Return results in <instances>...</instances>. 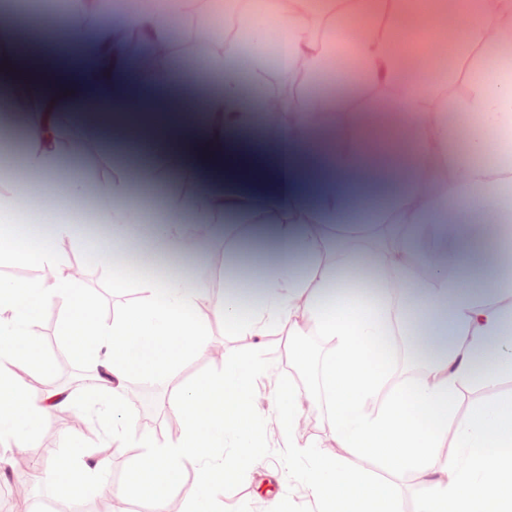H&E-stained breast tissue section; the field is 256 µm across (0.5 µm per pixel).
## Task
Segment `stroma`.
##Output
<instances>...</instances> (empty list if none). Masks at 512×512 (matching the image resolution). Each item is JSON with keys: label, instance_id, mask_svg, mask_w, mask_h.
Wrapping results in <instances>:
<instances>
[{"label": "stroma", "instance_id": "1", "mask_svg": "<svg viewBox=\"0 0 512 512\" xmlns=\"http://www.w3.org/2000/svg\"><path fill=\"white\" fill-rule=\"evenodd\" d=\"M476 69L475 62L469 60H442L439 67L440 100L451 104L464 100L470 92ZM237 91L249 99L250 111L213 113L205 100L198 99L184 104L183 121L198 118L210 124L213 138L220 143L226 141L228 130H237L239 141L244 142L253 125V116L258 113L265 125V138L258 148L266 153L276 152L278 117L265 111L264 93L243 84ZM30 98L29 86L18 85L14 111L0 112V142L17 150L25 145L28 115L24 108ZM101 143L103 152H111L116 147L122 150L128 190L133 199L178 218L185 240L183 247L172 253L158 254L140 242L132 246L123 243L113 248L109 262H102L90 249L75 245L68 238H53L49 225L40 222V214L55 202L54 195L46 190L23 198L19 203L21 223H0V234L22 235L38 243L54 244L64 258L66 270L80 269L82 276L78 283L90 298L98 321L103 324H111L114 312L136 304L139 297L136 283L141 278L175 274L200 285L197 317L207 326L211 342L221 344L225 354L217 358L209 350L191 349L169 370L150 376L132 370L119 391L121 396H131L139 401L135 409L136 434L151 436L160 443L176 440L182 431L181 418L177 412L168 409L167 404L177 387L203 368L223 367L225 355L234 350H268L271 367L256 381L254 405L266 420L267 440L273 454L254 463L242 485L222 494L220 502L228 508L246 503L251 512H320L321 505L311 490L303 485H292L276 457L285 445V435L275 403L277 396L288 386L302 391L317 387L321 371L332 352L327 338L291 336L278 329L261 336L225 330L220 310L226 295L228 261L237 250L245 227L209 223L207 209L194 196L181 192V185L195 182L201 170L200 165L189 166L184 162L190 149L189 138L175 137L162 127L146 140L137 126L130 125L118 137L102 138ZM117 273L123 276L125 287H113V276ZM63 321L59 307L51 306L40 311L29 324L31 339L38 347L43 363L39 369L22 371L21 376L29 390L43 398L57 392L76 396L81 390V377L94 369L93 364L74 354L62 334ZM72 416L69 409L53 411L47 422L37 428L34 447L30 450L16 447L9 438L0 439V512H16L12 500L13 478L15 465L21 457L28 458L32 472L24 495L28 503L26 512H45L49 507L55 512H97L101 503L110 500L115 501L120 512H152L151 508L117 493L124 468L142 453L137 445L114 450L105 481L92 484L80 496L68 493L64 478L53 482L38 479V472L56 467L62 458L92 463L101 446L100 428L88 417L84 418L82 426H75ZM302 418L295 431L296 437L316 440L321 444L322 453L389 481L399 496L402 512H418L428 475L410 469L388 472L374 459L359 457L348 449L337 447L323 406H304Z\"/></svg>", "mask_w": 512, "mask_h": 512}]
</instances>
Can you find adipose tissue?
<instances>
[{"mask_svg":"<svg viewBox=\"0 0 512 512\" xmlns=\"http://www.w3.org/2000/svg\"><path fill=\"white\" fill-rule=\"evenodd\" d=\"M446 9L445 0H343L340 10L360 22L357 31L343 32L340 10L319 16L277 0L261 13L240 0L233 36L208 40L199 34L208 20L205 0H194L182 33L172 27L169 0H138L129 30L112 27L106 0H70L60 11L0 0V17L22 33L16 49L0 54V101L22 82L39 91L22 172L0 187V223H16L19 201L52 186L102 229V236L83 239L98 257L108 258L130 234L136 205L120 163L97 154L90 140L91 179L69 178L59 168L71 136L52 115L74 110L89 88L79 80L53 81L52 63L39 52L47 38L76 34L81 44L105 47L113 56L134 50L133 75L115 78L108 65L95 72L103 93L136 103L110 114L116 123L151 103L139 88L157 84L164 73L174 75L180 98L209 99L217 112L249 108L246 98L226 93L228 85L244 81L263 89L274 75L295 80L294 93H270L265 101L266 111L280 117L278 163L261 162L241 180L220 185L205 176L185 188L210 201V223L248 224V211L216 201L226 191L249 197L256 185H265L262 211L270 219L287 215L293 228L284 238L270 222L259 238L243 240L230 264L257 269L258 304L245 309L244 296L234 293L224 302L225 329L261 335L284 328L292 336L332 341L320 388H291L278 398L285 431H292L303 401L326 404L338 447L389 469L429 475L420 512H512V392H498L462 418L454 402L467 384L490 388L503 374L512 375V307L503 302L512 296V68L499 66L491 81L473 84L459 107L471 131L461 135L447 107H432L437 87L415 77L410 51L411 32ZM469 10L476 23L466 40L439 48V55L461 56L475 44L512 45V0H497L491 12L483 0H471ZM344 49L351 63L334 70ZM188 58L217 74V81L203 87L178 72L177 64ZM378 92L400 93L408 122L377 107ZM318 125L332 130L331 140L313 135ZM281 164L299 173L285 191L275 178ZM443 180L447 192H433ZM3 252L25 254L55 271L32 285L0 280V312H11L0 315V437L17 446L31 447L49 414L18 375L40 361L28 327L44 306L60 307L73 350L101 363L112 384L135 367L153 372L174 366L184 355L176 337H190L199 349L210 344L195 315L199 287L179 276L139 280L138 304L105 327L76 280L61 275L63 258L54 248L1 237ZM421 334L439 342L438 352L425 372L384 394L397 368L388 337ZM447 438L460 450L456 460L441 457ZM313 446L309 440L294 452L309 461L304 477L322 512H400L390 484L319 455ZM490 462L496 467L491 479L485 476Z\"/></svg>","mask_w":512,"mask_h":512,"instance_id":"adipose-tissue-1","label":"adipose tissue"}]
</instances>
